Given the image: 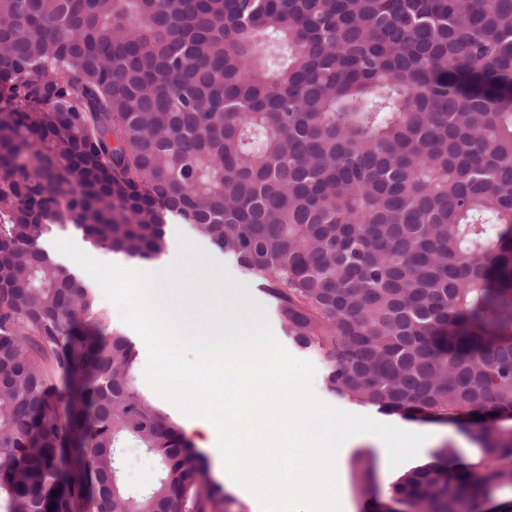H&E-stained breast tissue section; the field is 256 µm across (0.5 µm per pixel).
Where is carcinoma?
<instances>
[{"label": "carcinoma", "instance_id": "cac0c4a2", "mask_svg": "<svg viewBox=\"0 0 512 512\" xmlns=\"http://www.w3.org/2000/svg\"><path fill=\"white\" fill-rule=\"evenodd\" d=\"M176 216L337 398L466 424L379 512L512 488V0H0L5 512H242L44 247L150 261ZM480 418H474V415ZM158 458L131 493L121 452ZM178 230L185 233L194 242L203 243L212 250L216 251L218 253L220 264L226 268L228 273L237 282L246 285L249 288L253 298L266 308L272 331L275 336H278L279 342L295 357L308 360L314 365L315 375L312 381V388L318 398L343 411L357 415L368 416L379 423H381L384 418L389 416L388 414L377 412L376 409L363 408L352 402L338 399L337 397L327 393L323 386L325 367L320 357L312 351H301L292 344L275 314L273 301L258 289L257 282L254 279L247 277L240 270L232 256L224 254L222 251L216 250L208 240L197 237L191 230L190 226L188 224H182V221L178 218H172L169 220L166 227L167 238L169 242L177 241Z\"/></svg>", "mask_w": 512, "mask_h": 512}]
</instances>
